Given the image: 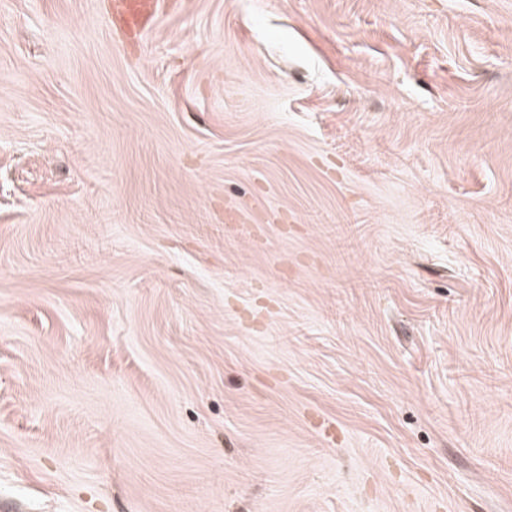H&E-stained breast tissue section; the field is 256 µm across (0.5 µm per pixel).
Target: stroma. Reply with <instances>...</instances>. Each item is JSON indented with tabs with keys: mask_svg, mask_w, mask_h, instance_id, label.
Segmentation results:
<instances>
[{
	"mask_svg": "<svg viewBox=\"0 0 512 512\" xmlns=\"http://www.w3.org/2000/svg\"><path fill=\"white\" fill-rule=\"evenodd\" d=\"M0 0V512H512V0ZM159 0H115L113 2L114 18L126 27H138L151 18Z\"/></svg>",
	"mask_w": 512,
	"mask_h": 512,
	"instance_id": "obj_1",
	"label": "stroma"
}]
</instances>
